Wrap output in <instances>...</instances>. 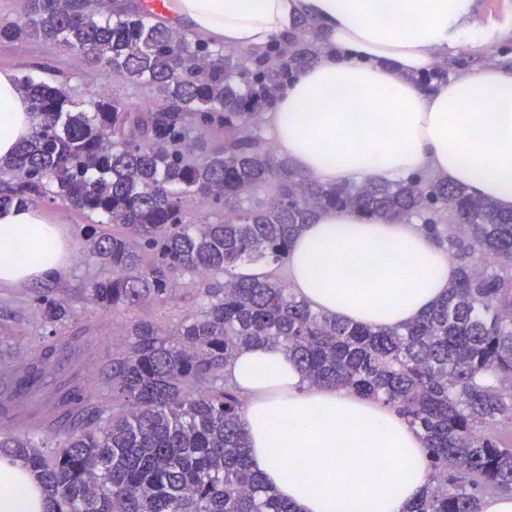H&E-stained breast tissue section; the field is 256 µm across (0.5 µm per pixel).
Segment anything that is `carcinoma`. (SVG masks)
<instances>
[{"mask_svg":"<svg viewBox=\"0 0 512 512\" xmlns=\"http://www.w3.org/2000/svg\"><path fill=\"white\" fill-rule=\"evenodd\" d=\"M106 2L24 0L0 22V42L52 43L162 101L78 99L64 83L19 78L33 127L0 160V206L48 200L122 227L88 225V255L108 274L86 301L128 326L112 356L87 361L86 331H57L66 304L39 300L49 334L0 371V456L33 472L54 512H294L252 468L243 400L224 377L237 350L275 346L307 385L381 401L422 432L431 487L410 512H479L485 496L512 492V212L424 175L337 187L278 159L260 114L317 59L309 20L256 55ZM212 127L224 144L207 150ZM260 187L268 197L252 200ZM326 208L420 222L458 264L448 294L380 329L315 312L269 274L236 273L286 263ZM185 276L208 285L179 323L137 314L176 301ZM70 362L72 377L31 415L32 435L13 433L5 422Z\"/></svg>","mask_w":512,"mask_h":512,"instance_id":"obj_1","label":"carcinoma"}]
</instances>
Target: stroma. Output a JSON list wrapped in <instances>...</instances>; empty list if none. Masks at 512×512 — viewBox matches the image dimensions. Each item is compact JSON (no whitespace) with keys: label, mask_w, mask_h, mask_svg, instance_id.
Returning <instances> with one entry per match:
<instances>
[{"label":"stroma","mask_w":512,"mask_h":512,"mask_svg":"<svg viewBox=\"0 0 512 512\" xmlns=\"http://www.w3.org/2000/svg\"><path fill=\"white\" fill-rule=\"evenodd\" d=\"M44 65L59 77L68 79L72 93L77 96L102 89L125 100L140 101L144 98L140 90L113 78L103 68L80 65L73 54L54 44L32 40L0 42L1 69H12L18 74L38 79ZM51 211L70 239L71 265L64 274L48 281L0 287V343L15 358L33 352L35 338L41 331L34 297L43 291L73 306L74 316L67 323L68 330L90 326L95 342L91 355L96 358L111 350L114 338L122 335L125 318L99 312L84 299L90 281L100 273L99 267L86 256L85 226L89 222L88 217L61 204L52 205Z\"/></svg>","instance_id":"35a3bbf8"}]
</instances>
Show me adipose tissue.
<instances>
[{"mask_svg":"<svg viewBox=\"0 0 512 512\" xmlns=\"http://www.w3.org/2000/svg\"><path fill=\"white\" fill-rule=\"evenodd\" d=\"M474 0H175L173 21L234 50L263 52L315 24L323 51L297 72L265 120L294 171L327 185L423 174L512 209V65L489 57ZM467 47L475 61L428 87L417 75ZM17 74L0 69V158L29 135ZM70 265L46 209L0 207V284L36 283ZM457 267L419 224L321 212L293 240L287 284L313 310L379 328L412 323ZM244 397L240 423L263 483L296 512H408L427 490L426 443L392 408L308 387L276 347L225 366ZM40 481L0 457V512H52Z\"/></svg>","mask_w":512,"mask_h":512,"instance_id":"obj_1","label":"adipose tissue"}]
</instances>
